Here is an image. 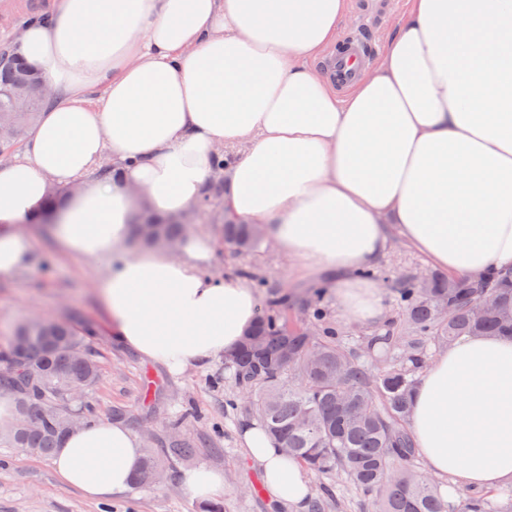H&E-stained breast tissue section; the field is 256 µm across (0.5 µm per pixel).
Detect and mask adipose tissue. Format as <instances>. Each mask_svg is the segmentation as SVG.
<instances>
[{"label": "adipose tissue", "mask_w": 512, "mask_h": 512, "mask_svg": "<svg viewBox=\"0 0 512 512\" xmlns=\"http://www.w3.org/2000/svg\"><path fill=\"white\" fill-rule=\"evenodd\" d=\"M349 0H53L11 45L45 103L0 162V275L30 266L18 232L46 221L68 256L103 265L118 339L183 372L234 354L260 313L238 275L208 270L210 237L176 255L129 247L140 208L182 215L224 159L226 214L259 225L305 275H334L337 309L369 323L378 285L355 278L390 228L432 265L478 280L512 269V0H410L377 63L346 94L316 65ZM408 426L449 490L512 486V337L443 349ZM268 496L301 508L308 481L263 428H243ZM142 443L119 420L66 436L57 479L125 494Z\"/></svg>", "instance_id": "1"}]
</instances>
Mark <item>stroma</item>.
I'll list each match as a JSON object with an SVG mask.
<instances>
[{
    "label": "stroma",
    "instance_id": "obj_1",
    "mask_svg": "<svg viewBox=\"0 0 512 512\" xmlns=\"http://www.w3.org/2000/svg\"><path fill=\"white\" fill-rule=\"evenodd\" d=\"M408 8L409 0H399L394 8L387 7L385 0H351V14L344 26L353 28L356 13L369 11L375 42L380 45ZM193 229L217 240L211 263L214 274L244 273L248 284L263 280L299 295L321 282L317 275L302 276L294 262L281 255L269 240L246 252L222 243L221 226L210 215L196 214ZM27 234L33 245L32 267L0 276V346L17 325L37 315L59 320L77 317L93 323L96 336L91 351L100 362L102 376L87 397L99 417L121 413L130 429L152 440L157 448L168 447L177 436L194 442L197 452L192 466L224 473V512H289L288 507L253 490L258 471L247 460L239 440L246 418L229 404L237 389L226 377L223 358L173 373L116 343L93 292L101 268L94 262L63 255L52 237L40 232L37 225H28ZM372 271L384 297L383 322L400 323L404 320L403 309L392 294V285L405 277L429 279L438 269L394 232L386 253ZM181 414L185 422L172 427V420ZM216 421L223 423V434L212 433L211 425ZM181 474L177 467L159 485L134 486L123 496L92 500L59 482L50 460L20 448L0 446V512H203L182 485ZM307 481L314 496L320 495L324 487H331L327 512H371L367 499L345 477L311 474Z\"/></svg>",
    "mask_w": 512,
    "mask_h": 512
}]
</instances>
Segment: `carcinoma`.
<instances>
[{
  "instance_id": "cac0c4a2",
  "label": "carcinoma",
  "mask_w": 512,
  "mask_h": 512,
  "mask_svg": "<svg viewBox=\"0 0 512 512\" xmlns=\"http://www.w3.org/2000/svg\"><path fill=\"white\" fill-rule=\"evenodd\" d=\"M20 95L29 100L30 111H13ZM42 104L39 75L13 55L1 60V148L14 152ZM223 169L220 158L196 210L207 211L209 203L220 200ZM188 229L180 216L146 214L132 225L131 239L140 248L172 251ZM222 236L242 250L261 242L253 226L229 218L224 219ZM393 291L411 335H402V328L390 323L365 342L351 345L336 329L322 324L325 289H314L305 301L311 325L299 327L288 325L276 312L289 298L268 289L266 304L249 331L260 339V349L243 343L225 362L246 390L244 412L310 472L344 473L371 498L373 512H512L511 491L504 506L479 492L469 494L460 506L440 496L434 481L415 463L408 429L412 391L430 347L482 334L512 336V273L480 284L406 277ZM482 292L491 297V307L475 319L471 304ZM45 324L43 329L30 322L19 326L0 348V391L13 394L17 410L32 401L41 413L40 421L30 427L16 423L1 430L0 445L23 448L40 458L52 456L72 413L80 411L91 421L92 406L73 398L71 387L79 381L93 384L100 375L97 361L87 353L90 327L51 318ZM285 344L295 361L291 373L276 370ZM194 452V443L185 439L161 451L146 449L133 484L156 482Z\"/></svg>"
}]
</instances>
